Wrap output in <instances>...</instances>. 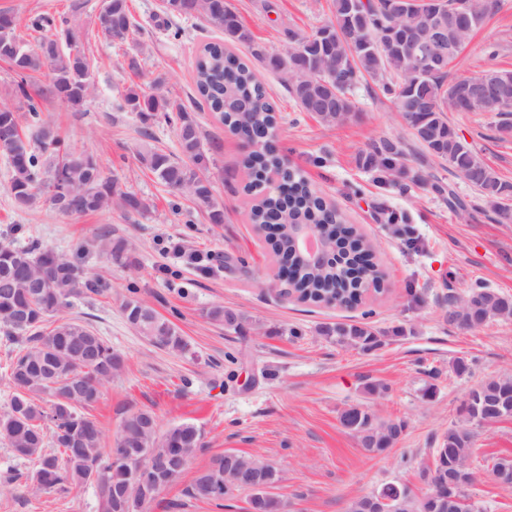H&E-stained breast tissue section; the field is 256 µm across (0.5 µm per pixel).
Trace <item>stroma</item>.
Masks as SVG:
<instances>
[{
    "label": "stroma",
    "instance_id": "35a3bbf8",
    "mask_svg": "<svg viewBox=\"0 0 512 512\" xmlns=\"http://www.w3.org/2000/svg\"><path fill=\"white\" fill-rule=\"evenodd\" d=\"M141 24L139 46L118 47L99 25L102 0H0L18 25L47 12L78 21L80 40L94 76L95 91L80 110L57 100L43 102V123L56 128L67 144L93 155L105 175L121 187L152 200L151 213L119 209L71 216L47 203L21 209L8 191L10 175L0 157V243L25 247L37 242L62 252L101 281L103 294L72 299L64 317L76 318L107 338L124 360L121 373L105 384L90 414L100 423L105 447H113L123 417L152 410L160 429L190 422L202 432V446L180 479L164 488L149 512H244L246 493L223 507L185 499L183 491L197 470L227 450L261 457L281 479L276 493L288 512H345L350 498L376 492L388 483L426 492L421 464L431 462L437 437L456 422L471 387L489 375H512V320L496 318L462 328L443 318L451 301L481 283L512 296V224L499 223L493 207L447 162L429 158L422 182L384 181L363 167L362 156L380 140L400 139L408 156L419 147L407 124L377 84L363 80L353 90L355 107L336 124H320L301 112L281 72L252 62L273 100L279 123L274 144L291 168L378 245L376 260L386 273L383 293H368L350 306H314L279 295L274 282L277 258L248 219L254 200L244 189L243 160L249 152L240 137L225 132L215 113L195 94V61L211 42L251 60V45L227 41L201 19L167 26L163 0H128ZM253 43L266 53L284 54L292 37L312 35L333 22L332 0H229ZM138 56V71L127 66ZM488 69L512 70V0L476 29L450 63L453 79ZM164 76L166 95L194 105L203 140L219 138L222 148L208 174L224 221L210 223L186 193L158 184L140 162L145 146L179 155L175 126L143 127L133 112L117 110L129 87L146 86ZM458 134L501 180L512 184V136H500L503 114L449 113ZM452 187L465 200L450 209L433 193L431 182ZM413 231L406 242L389 215ZM130 245L129 260L118 265L101 246L103 236ZM186 254L177 257L173 243ZM137 296L174 323L188 343L183 354L152 346L126 321L121 305ZM232 308L246 318L241 330L225 329L208 312ZM368 320L384 334L403 335L364 353L320 336L317 329L336 321ZM472 362L459 377L454 358ZM380 393H371L374 385ZM435 385L427 399L423 391ZM371 407L384 418L400 419L405 431L394 448L366 455L338 420L351 405ZM471 464L478 479L471 489L486 512H512V488L498 484L493 459L512 457V419L475 430ZM0 441V512H97L94 486L65 498H30L24 483L10 474L32 471Z\"/></svg>",
    "mask_w": 512,
    "mask_h": 512
}]
</instances>
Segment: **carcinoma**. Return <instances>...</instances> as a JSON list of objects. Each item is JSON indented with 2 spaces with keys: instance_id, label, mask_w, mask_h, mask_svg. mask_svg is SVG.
I'll list each match as a JSON object with an SVG mask.
<instances>
[{
  "instance_id": "obj_1",
  "label": "carcinoma",
  "mask_w": 512,
  "mask_h": 512,
  "mask_svg": "<svg viewBox=\"0 0 512 512\" xmlns=\"http://www.w3.org/2000/svg\"><path fill=\"white\" fill-rule=\"evenodd\" d=\"M386 2L366 0L364 19L354 29L348 0H332L335 25L329 33L319 28L297 51L269 55L256 46L252 55L285 75L287 89L301 111L328 125L352 111L349 90L357 79L368 76L376 80L430 155L446 161L457 173H470V183L492 201L511 195L512 184L500 181L448 123V71L439 69L421 78L405 61L386 52L382 26ZM109 7L107 16L100 17L103 33L115 44L130 42L140 32V25L127 0H109ZM165 13L187 20L201 16L234 41L252 43L251 33L240 24L226 0H181L179 9L167 8ZM26 28L38 34L34 47L17 35V27H12L20 56V67L14 69V94L36 123V135L24 132L20 113L0 110V156L7 159L11 169L9 191L16 206L28 208L53 191L57 195L72 194V215L104 211L114 205L129 214H148L152 205L147 199L122 190L118 179L105 176L92 155L68 148L52 128L39 124L35 98L51 97L77 107L91 95L95 83L90 67L83 66L87 57L74 28L56 24L48 14L31 17ZM328 58L341 61L334 78L324 73ZM195 69L197 94L224 127L255 135L254 149L245 160V168L258 174L245 186L247 193L257 194L250 221L259 231L273 220L280 224L281 233L271 247L277 255L289 251V225L322 224L333 213L334 205L317 196L268 145L266 136L275 130L278 118L248 64L233 59L224 44L208 43L197 57ZM43 70L52 74V83L34 96L28 78ZM162 84L159 76L146 88L128 89L120 109L139 116L146 124V137L150 136L147 124L151 121L162 119L175 124L181 157L151 148L140 155L141 162L164 186L188 193L195 206L207 212L211 223L222 224L224 209L215 202L212 182L204 175L210 156L220 152V145H204L192 109L162 94ZM363 164L385 178L421 181V176L411 173L398 139H384L373 145ZM276 176L295 185L292 198L285 200L266 191V184ZM103 246L114 263L122 265L127 261L128 245L124 240L106 237ZM337 247L348 261L361 253L373 256V246L352 225L347 226L345 238ZM295 264L301 276L294 287L301 289L299 299L303 302L321 305L342 291L363 295L384 290L385 274L372 260L362 284L346 279L342 265L310 269L298 259ZM101 292L97 282L84 278L77 263L53 249L0 244V329L18 345L8 365L12 394L0 413V439L16 456L35 462L26 480L32 496L44 492L62 495L91 484L95 486L98 512H120L121 491L133 484L137 473L134 456L153 449L188 461L201 446L202 434L194 424L183 422L164 432L153 429L146 434L144 449L126 448L119 439L112 448L102 446L98 422L83 409L98 401L100 387L121 371L123 359L86 325L71 318L50 321L69 304L70 298ZM122 309L129 324L155 347L175 353L187 350L178 328L160 317L147 302L130 298ZM208 316L226 329L242 328L243 316L234 309L214 307ZM509 317L512 296L482 285L470 289L461 302L451 304L446 312L448 323L469 328ZM320 334L365 353L381 348L389 340L367 322L329 323L321 327ZM89 350L95 361L84 367L80 355ZM461 414L462 419L448 427L433 451L432 463L423 465L419 477L436 491L448 474L454 473L463 480L461 497L468 498L469 488L477 481L471 468L473 427L512 418V376H490L478 382L462 403ZM339 421L369 455H381L392 448L405 430L404 422L383 419L360 405L344 409ZM76 435L85 437V447L91 452L72 446ZM237 459L241 466L262 474L265 496L258 497L245 486H224L223 454L197 472L185 489V496L222 507L224 500L246 492L248 500L254 501L256 512H281V499L271 492L280 480L278 469L244 453L237 454ZM377 495L392 499L394 512H432L429 495L419 496L406 485L388 483Z\"/></svg>"
}]
</instances>
